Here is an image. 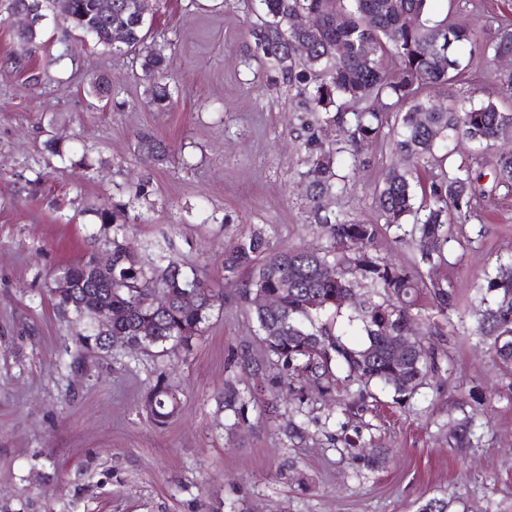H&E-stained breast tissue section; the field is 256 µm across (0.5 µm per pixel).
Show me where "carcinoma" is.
I'll return each instance as SVG.
<instances>
[{"mask_svg": "<svg viewBox=\"0 0 512 512\" xmlns=\"http://www.w3.org/2000/svg\"><path fill=\"white\" fill-rule=\"evenodd\" d=\"M257 22L251 36L253 56L265 70L288 85L304 84L300 104L323 115L321 123L336 128V142H324L312 125L305 140L309 167L301 173L315 226L328 244L321 248H275L263 227L243 231L224 243V278L236 284L235 301L257 323L253 343L238 345L232 362L273 400L264 412L269 421L281 417L278 401L285 396L298 411L309 402L308 393L330 394L341 379L358 388L349 394L344 413L363 416L373 398L370 387L391 388L395 400L411 398L428 376L440 372L445 353L412 340L403 333L404 323L421 322L427 332L441 334L437 317H448L454 306L448 281L424 280L417 267L397 265L375 253L380 225L402 228L414 217L410 235L421 261L433 265L446 261L449 225L466 224L473 214V200L482 173L460 163L454 174L445 169L447 156H436L439 139L453 133L478 148L493 145L500 133L512 129V110L494 102L469 107L454 102L433 103L423 90L435 85L463 82L473 61L485 65L502 55L512 56V23L501 22L490 39L483 30L460 16L435 20L430 0H404L396 13L389 0H257ZM98 0H0V13L24 6L34 13L35 27L20 34L34 45L37 26L49 9L75 30L112 54L135 55L145 79L152 83L157 111L175 103L169 85L165 50L171 44L146 42L142 0H112V13L92 14ZM304 12L310 32L296 29L291 17ZM122 29L125 40L112 42V30ZM372 42L376 54L363 58L361 45ZM467 64H462L463 55ZM86 93L108 104L117 103L114 89L89 80ZM398 113L389 125L388 113ZM388 138L400 157L383 175L376 193L378 221L350 219L328 209L327 199L336 194L346 176L339 169L356 162L358 145ZM138 152L146 162L166 156L162 141L139 137ZM434 165L428 188L416 190L414 171ZM499 184L512 182V154L497 156L493 169ZM124 205L103 204L96 209L101 230H112L104 245L112 254V266L95 268L91 260L70 266L63 273L73 277L70 296H53L61 315L84 324L78 334L73 365L79 369L86 353L111 350L109 335L121 336L135 348L162 353L190 350L204 334L211 312L224 293L210 287L198 267L171 254L145 258L126 243L127 225L117 223ZM167 297L164 306L154 304L156 294ZM276 298V306L260 307L256 297ZM428 296L431 313H421V295ZM484 307L477 313L475 332L490 342L499 363L512 367V276L498 273L486 279ZM112 309V331L97 330L95 317ZM346 317L358 324L365 342L348 343L335 329V320ZM252 393L233 381L224 384L222 409L235 430L250 422ZM154 423L163 426L180 410L179 392L166 376L159 375L141 398ZM286 437L303 442L308 424L288 420ZM355 436L328 432L333 444L359 450L355 459L375 468L384 457L378 448L366 449L359 430ZM452 498L425 499L418 512H450Z\"/></svg>", "mask_w": 512, "mask_h": 512, "instance_id": "obj_1", "label": "carcinoma"}]
</instances>
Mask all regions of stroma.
<instances>
[{
  "mask_svg": "<svg viewBox=\"0 0 512 512\" xmlns=\"http://www.w3.org/2000/svg\"><path fill=\"white\" fill-rule=\"evenodd\" d=\"M253 0H166L151 39L174 43L169 72L178 102L150 105L149 84L129 57L87 37L64 34L47 16L26 50L20 17L0 21V506L9 512H418L432 496L452 497V512H512V369L494 362L474 335L486 276L512 262V185H493L469 223L452 227L448 261L423 272L447 279L456 309L442 341L448 371L409 402L389 390L359 422L362 439L383 449L376 468L351 460L326 432L347 417L332 393L306 406L313 434L294 445L251 407L248 427L230 431L218 397L225 381L250 384L228 361L256 338L235 302L215 306L189 353L122 348L73 360L79 327L58 314L48 287L54 273L90 256L106 258L96 208L126 206L137 252L169 247L225 285L224 241L266 226L275 245L325 242L299 179L308 153L296 90L272 83L252 59ZM437 17L467 14L493 36L512 20V0H434ZM69 50L64 68L52 55ZM20 58L13 66L12 58ZM111 78L122 108H101L86 93L89 74ZM444 104L487 101L512 108V92L493 70L472 68L468 82L427 91ZM163 140V162L144 164L138 135ZM57 140V157L47 148ZM396 157L386 140L364 142L346 191L331 207L377 218L374 193ZM147 197H139L140 184ZM166 373L181 408L156 427L139 397ZM472 416L471 448H454L448 424ZM293 462L299 480L276 475Z\"/></svg>",
  "mask_w": 512,
  "mask_h": 512,
  "instance_id": "stroma-1",
  "label": "stroma"
}]
</instances>
